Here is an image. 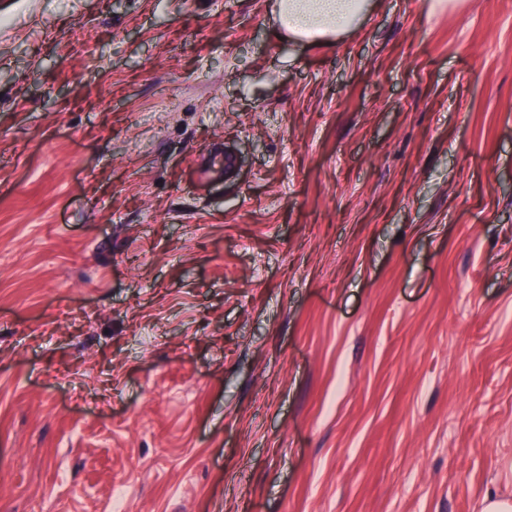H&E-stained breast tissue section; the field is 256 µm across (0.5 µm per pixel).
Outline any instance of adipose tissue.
Returning a JSON list of instances; mask_svg holds the SVG:
<instances>
[{
  "label": "adipose tissue",
  "mask_w": 512,
  "mask_h": 512,
  "mask_svg": "<svg viewBox=\"0 0 512 512\" xmlns=\"http://www.w3.org/2000/svg\"><path fill=\"white\" fill-rule=\"evenodd\" d=\"M277 36L295 43H329L357 31L369 14V0H276Z\"/></svg>",
  "instance_id": "obj_1"
}]
</instances>
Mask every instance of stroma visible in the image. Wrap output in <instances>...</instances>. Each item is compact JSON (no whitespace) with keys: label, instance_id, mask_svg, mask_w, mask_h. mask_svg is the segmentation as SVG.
Masks as SVG:
<instances>
[{"label":"stroma","instance_id":"obj_1","mask_svg":"<svg viewBox=\"0 0 512 512\" xmlns=\"http://www.w3.org/2000/svg\"><path fill=\"white\" fill-rule=\"evenodd\" d=\"M0 0V512L512 501V0ZM370 0H276L273 26L277 36L295 43H329L365 23Z\"/></svg>","mask_w":512,"mask_h":512}]
</instances>
